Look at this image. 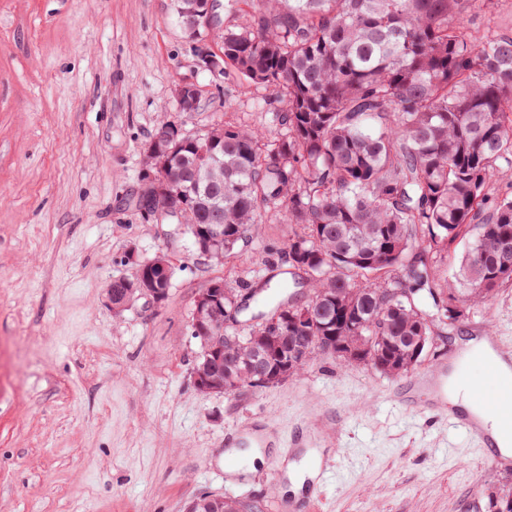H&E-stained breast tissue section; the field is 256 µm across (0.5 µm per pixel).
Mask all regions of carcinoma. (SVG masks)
I'll return each mask as SVG.
<instances>
[{
    "label": "carcinoma",
    "mask_w": 512,
    "mask_h": 512,
    "mask_svg": "<svg viewBox=\"0 0 512 512\" xmlns=\"http://www.w3.org/2000/svg\"><path fill=\"white\" fill-rule=\"evenodd\" d=\"M288 2V12L279 4ZM268 13L222 35L224 68L283 103L277 132L214 123L146 153L139 201L170 186L167 211L192 245L196 227L224 225L225 257L275 212L288 238L293 291L268 297L248 329L224 327V392L252 386L264 320L307 312L292 374L330 343L389 376L413 371L432 338L470 304L512 281V36L463 31L464 0H264ZM224 165L205 169L201 154ZM468 240L453 279L448 249ZM406 265L404 278L393 268ZM307 300H297V289ZM188 512H244L200 498Z\"/></svg>",
    "instance_id": "carcinoma-1"
}]
</instances>
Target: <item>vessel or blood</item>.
I'll return each mask as SVG.
<instances>
[{
  "label": "vessel or blood",
  "mask_w": 512,
  "mask_h": 512,
  "mask_svg": "<svg viewBox=\"0 0 512 512\" xmlns=\"http://www.w3.org/2000/svg\"><path fill=\"white\" fill-rule=\"evenodd\" d=\"M491 345L495 351L494 357L485 359L484 367L488 381L494 386L492 396H477L476 402L483 407L485 413L497 416L504 413L512 414V383L503 382L498 377L499 362L512 365V349L504 347L499 340H492ZM455 382L460 386L469 385L468 364L459 362L454 369L440 367L430 379L421 378L413 380L404 386L401 401L405 404L415 403V393L420 389H427L429 398L425 405L426 410L448 420L454 426L461 428L481 448H484V458L490 467H497L499 461L492 449L495 441L490 431L485 427L481 417L460 410L448 401V382Z\"/></svg>",
  "instance_id": "obj_1"
}]
</instances>
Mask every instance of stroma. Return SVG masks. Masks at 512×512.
<instances>
[{"instance_id": "1", "label": "stroma", "mask_w": 512, "mask_h": 512, "mask_svg": "<svg viewBox=\"0 0 512 512\" xmlns=\"http://www.w3.org/2000/svg\"><path fill=\"white\" fill-rule=\"evenodd\" d=\"M461 26L512 35V0H470ZM184 84L202 91L187 129L273 130L279 102L204 68L174 0H0V512H186L204 493L261 512H488L512 460L491 468L462 430L400 405L404 378L319 357L278 384L196 390V294L215 278L247 294L282 266L292 229L268 217L216 263L182 226L142 219L144 154ZM161 254L166 300L113 312L112 280ZM487 329L512 339V282L435 337L415 376ZM244 425L280 447L240 475L224 438ZM295 438L322 473L296 494Z\"/></svg>"}]
</instances>
